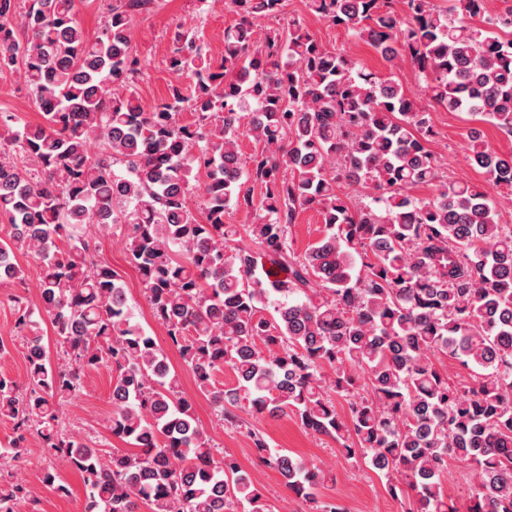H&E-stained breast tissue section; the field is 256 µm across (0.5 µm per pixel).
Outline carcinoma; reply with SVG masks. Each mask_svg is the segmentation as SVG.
<instances>
[{
    "label": "carcinoma",
    "mask_w": 512,
    "mask_h": 512,
    "mask_svg": "<svg viewBox=\"0 0 512 512\" xmlns=\"http://www.w3.org/2000/svg\"><path fill=\"white\" fill-rule=\"evenodd\" d=\"M230 2L239 19L224 29L220 61L194 32L176 31V81L147 109L117 91L140 73L131 22L154 0H112L94 40L76 0H0V70L20 75L43 118L16 128L0 113V282L26 280L17 251L39 271L36 302L16 300L27 387L0 374V419L13 427L6 454L19 459L37 438L81 474L84 512H272L251 474L211 444L167 357L134 321L122 279L80 233L122 224L153 318L221 420L291 415L383 475L393 497L414 492L409 512H456L442 480L457 462L476 480L469 512H512V225L499 222L488 191L512 192V157L475 130L467 155L486 183L443 178L416 95L325 48L299 19L257 40L256 22L279 18L283 0ZM488 2L306 5L387 61L408 58L429 101L512 133V5L492 12ZM244 137L260 149L243 155ZM342 184L369 202L345 200ZM419 186L434 195L408 194ZM198 189L201 217L189 205ZM230 208L251 218L257 249L224 223ZM310 208L323 234L298 256L288 226ZM267 264L285 278H268ZM35 314L61 346L55 365ZM437 352L474 372V384L450 383ZM101 366L112 370L106 429L134 453L60 429V399ZM226 369L229 387L217 380ZM251 439L311 512H344L315 499L322 469L262 434ZM21 504L40 512L0 473V512Z\"/></svg>",
    "instance_id": "cac0c4a2"
}]
</instances>
